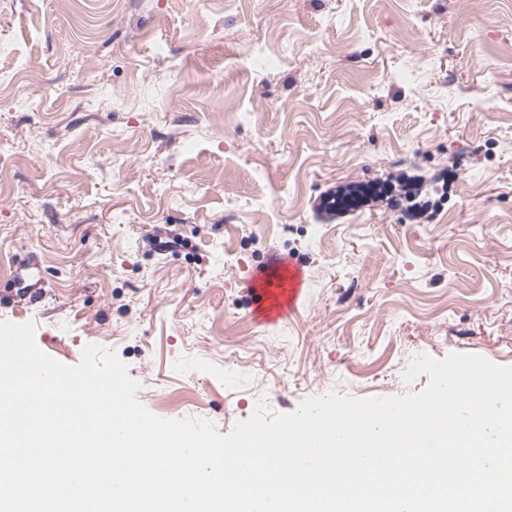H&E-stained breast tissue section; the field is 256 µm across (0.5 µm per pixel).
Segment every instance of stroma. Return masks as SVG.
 Returning a JSON list of instances; mask_svg holds the SVG:
<instances>
[{"label": "stroma", "mask_w": 512, "mask_h": 512, "mask_svg": "<svg viewBox=\"0 0 512 512\" xmlns=\"http://www.w3.org/2000/svg\"><path fill=\"white\" fill-rule=\"evenodd\" d=\"M379 180L421 208L322 206ZM0 320L223 434L422 391L418 353L512 366V0H0ZM281 261L275 259L268 271L256 278L252 291L253 314L257 317L273 305L276 316H291L298 308V299L303 282V270L288 259V276L281 270Z\"/></svg>", "instance_id": "obj_1"}]
</instances>
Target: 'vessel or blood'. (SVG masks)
Segmentation results:
<instances>
[{
    "instance_id": "b4317fda",
    "label": "vessel or blood",
    "mask_w": 512,
    "mask_h": 512,
    "mask_svg": "<svg viewBox=\"0 0 512 512\" xmlns=\"http://www.w3.org/2000/svg\"><path fill=\"white\" fill-rule=\"evenodd\" d=\"M303 282V271L297 265L282 267L280 260H273L267 272L257 278L252 288L254 314H261L267 307H274L277 314H294Z\"/></svg>"
}]
</instances>
